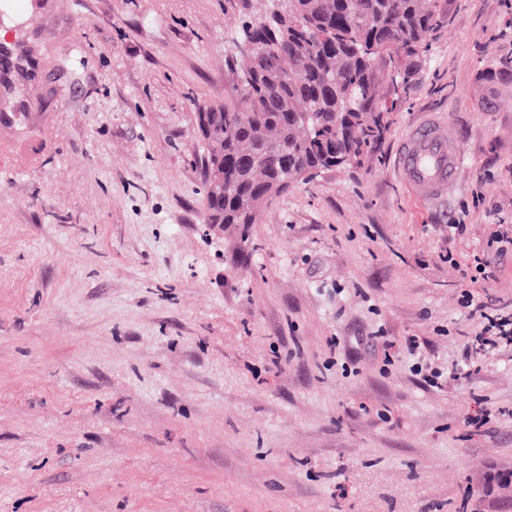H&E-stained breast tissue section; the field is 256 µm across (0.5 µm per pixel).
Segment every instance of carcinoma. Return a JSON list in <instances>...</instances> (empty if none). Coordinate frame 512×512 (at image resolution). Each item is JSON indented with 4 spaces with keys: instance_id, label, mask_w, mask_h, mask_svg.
<instances>
[{
    "instance_id": "cac0c4a2",
    "label": "carcinoma",
    "mask_w": 512,
    "mask_h": 512,
    "mask_svg": "<svg viewBox=\"0 0 512 512\" xmlns=\"http://www.w3.org/2000/svg\"><path fill=\"white\" fill-rule=\"evenodd\" d=\"M265 2L234 38L257 46L255 59L235 63L237 98L200 107L210 127L203 168L224 181L222 191L204 182L209 224H253L299 173L361 163L388 126L384 69L394 96L408 95L405 77L441 24L438 0Z\"/></svg>"
}]
</instances>
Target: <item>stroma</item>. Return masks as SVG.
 Segmentation results:
<instances>
[{"label": "stroma", "instance_id": "1", "mask_svg": "<svg viewBox=\"0 0 512 512\" xmlns=\"http://www.w3.org/2000/svg\"><path fill=\"white\" fill-rule=\"evenodd\" d=\"M438 6L370 158L242 237L205 221L196 112L235 99L263 0H60L62 95L28 150L0 132V512H512V356L459 377L478 320L448 262L512 226V95L481 101L512 87V0ZM429 112L462 153L435 203L396 167Z\"/></svg>", "mask_w": 512, "mask_h": 512}]
</instances>
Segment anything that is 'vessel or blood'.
Wrapping results in <instances>:
<instances>
[{
  "label": "vessel or blood",
  "instance_id": "1",
  "mask_svg": "<svg viewBox=\"0 0 512 512\" xmlns=\"http://www.w3.org/2000/svg\"><path fill=\"white\" fill-rule=\"evenodd\" d=\"M23 21L16 36L0 41V129L25 136L46 111L44 88L53 71L47 56L59 35L57 0H20ZM403 181L427 200L444 197L456 184L462 155L452 125L430 116L400 142Z\"/></svg>",
  "mask_w": 512,
  "mask_h": 512
}]
</instances>
